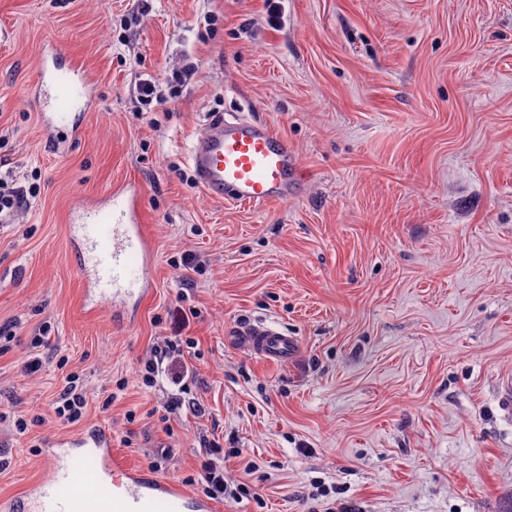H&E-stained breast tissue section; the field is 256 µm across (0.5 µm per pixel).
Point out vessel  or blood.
Masks as SVG:
<instances>
[{
    "instance_id": "b4317fda",
    "label": "vessel or blood",
    "mask_w": 512,
    "mask_h": 512,
    "mask_svg": "<svg viewBox=\"0 0 512 512\" xmlns=\"http://www.w3.org/2000/svg\"><path fill=\"white\" fill-rule=\"evenodd\" d=\"M90 83L79 69H44L39 83L40 119L47 138L65 129L80 132L69 104L86 98ZM190 161L197 184L209 197L255 206L288 198L294 191L295 157L287 139L271 127L213 116L193 142ZM85 304L129 314L154 287L153 245L141 224L139 189L125 186L75 212L69 226ZM235 343L266 361L285 363L299 352L298 337L267 321L237 329ZM94 456L97 467L80 463ZM49 479L18 498H1L0 512H215L214 504L178 482L126 467L112 455V435L102 426L55 438L46 450Z\"/></svg>"
}]
</instances>
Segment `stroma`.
Segmentation results:
<instances>
[{
	"mask_svg": "<svg viewBox=\"0 0 512 512\" xmlns=\"http://www.w3.org/2000/svg\"><path fill=\"white\" fill-rule=\"evenodd\" d=\"M86 70L76 139L50 145L33 99L44 54ZM194 62L180 97L141 110L143 75ZM270 126L297 192L262 206L211 199L189 163L216 114ZM38 188L0 215V498L49 475L50 442L103 425L126 463L195 476L201 438L248 495L216 512H512V0H0V176ZM133 182L154 292L131 323L89 313L70 248L74 210ZM193 254L199 270L174 267ZM194 285L183 288V280ZM199 312L205 416L161 423L173 393L139 360ZM279 323L290 363L235 345ZM56 338L25 375L42 324ZM92 396L65 426L56 362ZM42 417L26 434L6 420Z\"/></svg>",
	"mask_w": 512,
	"mask_h": 512,
	"instance_id": "stroma-1",
	"label": "stroma"
}]
</instances>
